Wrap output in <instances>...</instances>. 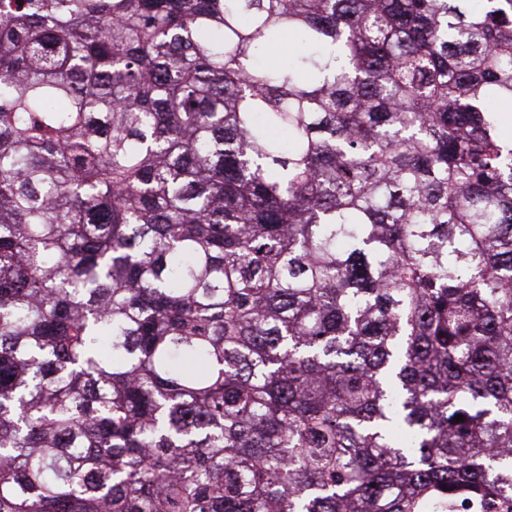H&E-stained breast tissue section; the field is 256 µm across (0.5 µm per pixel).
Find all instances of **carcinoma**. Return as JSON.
I'll list each match as a JSON object with an SVG mask.
<instances>
[{"label":"carcinoma","instance_id":"cac0c4a2","mask_svg":"<svg viewBox=\"0 0 512 512\" xmlns=\"http://www.w3.org/2000/svg\"><path fill=\"white\" fill-rule=\"evenodd\" d=\"M504 109L512 0H0V512L512 500Z\"/></svg>","mask_w":512,"mask_h":512}]
</instances>
